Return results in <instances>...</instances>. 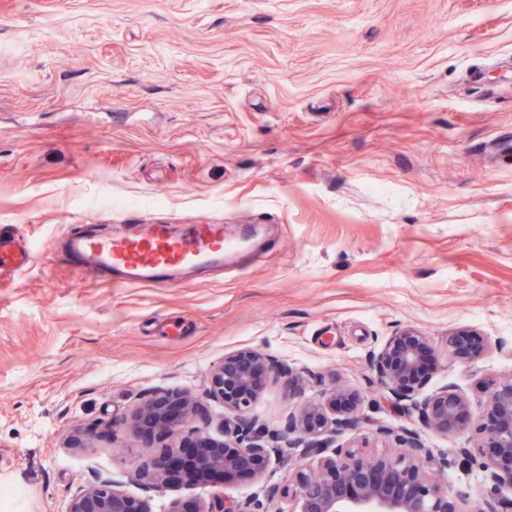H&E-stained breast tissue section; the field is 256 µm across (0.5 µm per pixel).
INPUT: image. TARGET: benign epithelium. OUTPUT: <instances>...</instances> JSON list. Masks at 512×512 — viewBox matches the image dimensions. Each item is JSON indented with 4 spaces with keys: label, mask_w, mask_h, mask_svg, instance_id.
I'll list each match as a JSON object with an SVG mask.
<instances>
[{
    "label": "benign epithelium",
    "mask_w": 512,
    "mask_h": 512,
    "mask_svg": "<svg viewBox=\"0 0 512 512\" xmlns=\"http://www.w3.org/2000/svg\"><path fill=\"white\" fill-rule=\"evenodd\" d=\"M432 345L422 331L406 326L388 337L371 368L375 382L389 399L424 425L446 435L469 418L467 401L445 388L418 401L417 392L429 372ZM448 352L455 358L480 357L484 347L473 334L460 330L448 336ZM284 380L288 395L303 393L302 378L291 368L275 370L267 354L257 348L239 349L224 355L209 376L208 395L224 404V439L212 438L205 405L178 393H157L141 404L128 420L136 435H159L168 440L164 451L145 461L138 476L160 485L170 478L191 475L201 482L219 483L237 474L259 476L284 448H298L305 457L317 459L308 469L295 468L294 488L288 490L294 512H512V500L499 490L512 488V376L489 385L480 424L483 447L490 454L481 469L490 484V495L479 504L465 507L464 497L448 494V487L425 475L424 463L435 459L421 435L404 428L381 425L377 440L398 442L394 451L368 458L351 447H336L327 454L331 437L355 424L360 395L347 387L332 386L315 401L302 403L280 429H268L258 418H245L266 389L272 376ZM198 419L194 445L184 446L181 428ZM69 512H149L147 504L128 495L110 479H100L80 489ZM194 512H263L251 499L232 500L218 493L199 504Z\"/></svg>",
    "instance_id": "obj_1"
}]
</instances>
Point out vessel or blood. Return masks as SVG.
I'll return each instance as SVG.
<instances>
[{
	"label": "vessel or blood",
	"instance_id": "b4317fda",
	"mask_svg": "<svg viewBox=\"0 0 512 512\" xmlns=\"http://www.w3.org/2000/svg\"><path fill=\"white\" fill-rule=\"evenodd\" d=\"M240 247L239 240L225 237L220 223L185 224L176 234L168 225L146 223L123 235L73 231L62 254L76 272L119 288L171 284L178 273L223 265L225 254ZM29 255L13 234L0 231V268H23Z\"/></svg>",
	"mask_w": 512,
	"mask_h": 512
}]
</instances>
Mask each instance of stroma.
Segmentation results:
<instances>
[{
  "label": "stroma",
  "instance_id": "1",
  "mask_svg": "<svg viewBox=\"0 0 512 512\" xmlns=\"http://www.w3.org/2000/svg\"><path fill=\"white\" fill-rule=\"evenodd\" d=\"M255 225L222 269L108 288L59 259L82 224ZM28 241L0 275V512H68L101 478L151 512L221 491L293 512L301 457L221 487L137 471L162 439L124 422L153 392L206 394L226 353L258 348L357 390L337 445L383 453L420 431L428 467L478 503L482 384L512 375V0H0V227ZM432 340L425 399L468 402L445 436L390 407L370 369L388 336ZM486 350L452 358L448 334ZM299 405L274 378L250 409Z\"/></svg>",
  "mask_w": 512,
  "mask_h": 512
}]
</instances>
